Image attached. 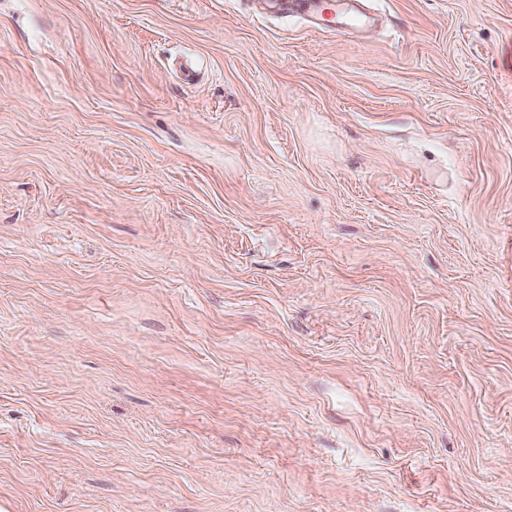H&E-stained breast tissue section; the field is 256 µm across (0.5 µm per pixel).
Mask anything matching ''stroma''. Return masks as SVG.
Listing matches in <instances>:
<instances>
[{
    "mask_svg": "<svg viewBox=\"0 0 512 512\" xmlns=\"http://www.w3.org/2000/svg\"><path fill=\"white\" fill-rule=\"evenodd\" d=\"M0 0L6 512H512V0ZM354 0H328L324 2H318L317 8V21H314L315 27L320 31H336L341 32L346 28V22L349 18H353L356 20L357 24L363 21V18L360 15L351 14L347 6L349 2H353ZM323 13L326 15H333L329 21L332 22L336 20V30L331 28H323L319 25V21L322 19Z\"/></svg>",
    "mask_w": 512,
    "mask_h": 512,
    "instance_id": "stroma-1",
    "label": "stroma"
}]
</instances>
